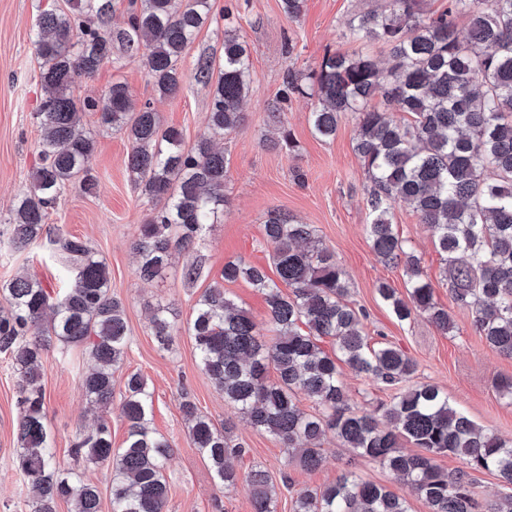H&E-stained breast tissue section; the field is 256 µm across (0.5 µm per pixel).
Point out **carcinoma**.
<instances>
[{
    "label": "carcinoma",
    "instance_id": "1",
    "mask_svg": "<svg viewBox=\"0 0 512 512\" xmlns=\"http://www.w3.org/2000/svg\"><path fill=\"white\" fill-rule=\"evenodd\" d=\"M112 0H65V7L40 14L34 44L41 60L44 97L35 119L41 130L40 165L30 191L15 205L0 232V246L24 251L43 237L60 255L69 287L54 294L30 275L0 285V353L21 378L16 461L29 487L30 512H56L60 501L71 512H101L98 486L54 461L45 423L41 357L46 342L86 348L94 366L81 376L86 400L95 408L112 404L114 370L124 361L128 325L123 304L112 298L105 262L89 243L46 227L61 189L94 178L85 168L95 135L80 126L71 95L76 76H93L119 46L147 50L145 65L160 96L181 89V62L187 46L210 19L211 0H129L126 26H109ZM467 21L460 37L454 17ZM348 41L378 42L389 50L388 65L370 54L336 51L308 79L321 107L309 121L321 139L336 136L342 112L359 122L354 152L370 179L366 233L375 256L402 266L407 297L388 283L377 292L403 321L424 315L443 333L454 331L453 316L434 299V287L420 258L393 224L399 202L412 206L443 257L442 277L457 306L471 313L472 325L499 355L512 358V0H448V8L428 16L422 0H391L390 8L350 23ZM198 82L212 86L205 132L185 148L182 131L162 127L150 103L133 106L128 86L114 82L105 97L83 108L99 113L103 128L123 132L131 144L126 167L141 196L162 203L140 228L133 245L137 273L149 281L175 255L193 254L182 267L188 283L203 273L199 256L204 235L224 215L227 162L216 148L243 120L250 85L246 42L232 29L224 33L218 58L201 54L194 64ZM380 96L398 121L371 106ZM269 119L277 143L293 148L285 114L274 107ZM263 229L275 246L269 261L276 278L242 258L224 262L220 280L197 299L187 330L197 364L250 424L279 440L305 471L323 462V437L331 432L344 448L378 464L413 486L428 512H512V441L474 423L438 387H403L417 371L415 360L388 343L371 344L362 315L348 301L349 283L333 251L311 224L280 210L268 212ZM243 280L265 296L270 323L264 334L246 309L224 289ZM291 288V294L280 285ZM159 347H169L177 331L167 308L150 317ZM330 339L331 349L322 346ZM355 374L397 387L387 402L359 411L348 401L338 363ZM274 367L276 379L268 377ZM313 399L317 412L298 405ZM153 392L139 373L124 381L121 410L128 433L124 447L112 448L106 418L76 436L71 452L112 469V512H165L164 475L172 455L169 440L151 427ZM182 412L192 443L209 462L216 487L229 492L238 483L231 458L244 453L232 443L231 428L216 425L191 401ZM419 449L408 453L404 444ZM448 453L466 469L441 470L434 457ZM473 472L497 476L504 495L482 503ZM254 512H276L269 474L247 473ZM293 512H411L388 487L350 471L335 483L300 490Z\"/></svg>",
    "mask_w": 512,
    "mask_h": 512
}]
</instances>
